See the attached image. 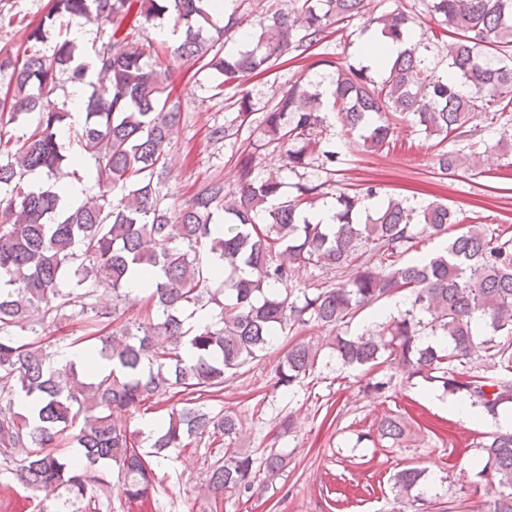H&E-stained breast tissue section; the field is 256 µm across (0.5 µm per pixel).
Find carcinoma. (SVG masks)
I'll list each match as a JSON object with an SVG mask.
<instances>
[{
	"label": "carcinoma",
	"instance_id": "obj_1",
	"mask_svg": "<svg viewBox=\"0 0 512 512\" xmlns=\"http://www.w3.org/2000/svg\"><path fill=\"white\" fill-rule=\"evenodd\" d=\"M208 0H50L44 18L30 30L24 48L0 54V75H10L13 89L0 100V453L29 491L62 489L68 498H96L108 482L96 475L107 461L118 468L120 491L129 505H144L158 483L152 459L191 439L215 434L236 436L239 421L213 413L203 395L224 390L226 374H235L259 357L288 326L316 322L339 326L359 311L398 294L409 308L357 335L338 334L332 344L346 366L388 365L413 380L439 382L450 394L495 415L512 403V379L479 376L462 367L478 349L486 360L512 370V240L493 241L484 225L473 224L450 238L441 255L402 262L400 257L420 237L441 238L457 223L445 204L421 210L389 197L374 213L359 215L377 187L358 185L336 196L335 223H312L310 210L324 183L302 184L297 194L283 192V182L254 176L252 158L239 160L240 187L204 183L177 203L162 193L170 135L181 108L172 96L169 71L152 60L156 47L137 39L144 25L169 18L183 29L174 49L180 60L217 71L222 83L241 85L262 74L290 52L305 61L328 37L329 28L365 14L366 0H297L293 13H273L257 22L253 45L236 52L213 50L218 39L248 24L238 8L214 18ZM429 10L452 33L447 43L448 72L428 65L421 43L410 40L411 20L392 11L367 20L394 41L408 40L399 56L384 64L387 76L374 80L369 68L346 58L307 65L324 72L290 85L264 113L266 144L279 152L293 172L316 166L329 170L338 160L336 145L323 137L327 101L342 128L357 133L367 151L394 142L397 125L412 115L426 135L460 137L478 108L512 110V0H429ZM94 22L104 34L80 60L75 40L56 42L43 53L45 27ZM215 35L207 38V29ZM112 83V97L96 94L84 103V120L75 138L67 103L52 100L63 86ZM237 115L227 125L210 127L209 139L221 142L250 122L252 106L244 94ZM36 114L34 125L15 138L7 126ZM94 159L87 177L98 191L79 203L67 200L70 148ZM480 153H437L443 173L479 169ZM368 248L385 270L363 265L353 280L291 296L296 268L313 264L342 269ZM224 271L222 289L213 288L215 267ZM149 291L155 314L100 336L93 354L112 362L103 377L85 381L74 364L38 336L74 316L104 331L111 310L131 300V280ZM111 290L112 308L95 302L98 290ZM219 309L218 320L202 327L189 323L187 310ZM483 321L479 328L474 318ZM440 338L432 345L424 337ZM321 349L300 343L290 348L277 384L292 387L312 374ZM185 392L189 398L160 422L150 450L112 418L116 411H138L146 403ZM37 401L26 416L14 410L12 395ZM407 421L382 417L377 441L402 442ZM69 442L81 449L75 458L49 449ZM485 464L480 478L491 475L488 512H512V431L488 433L476 445ZM288 465L286 456L264 458L272 479ZM255 459L228 447L224 460L209 468L207 489L214 493L251 491ZM424 470L407 467L394 477L401 497L412 494Z\"/></svg>",
	"mask_w": 512,
	"mask_h": 512
}]
</instances>
